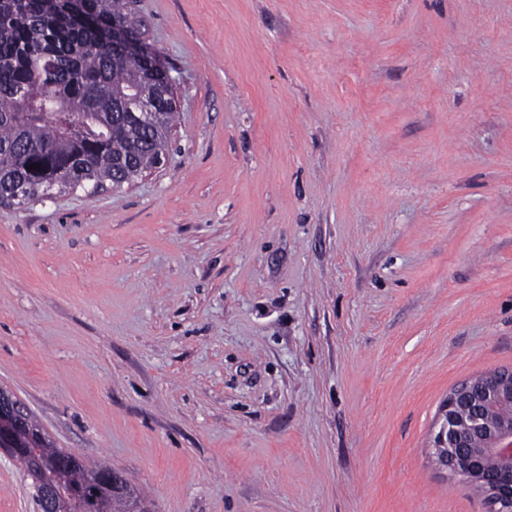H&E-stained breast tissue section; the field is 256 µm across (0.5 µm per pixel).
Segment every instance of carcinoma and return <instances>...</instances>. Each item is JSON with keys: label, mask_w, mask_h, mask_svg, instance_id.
<instances>
[{"label": "carcinoma", "mask_w": 512, "mask_h": 512, "mask_svg": "<svg viewBox=\"0 0 512 512\" xmlns=\"http://www.w3.org/2000/svg\"><path fill=\"white\" fill-rule=\"evenodd\" d=\"M77 10L89 20L116 18L138 36L127 0H0V196L23 183L32 202L47 190H74L106 181L132 180L128 160L140 170L161 162L172 138L175 109L156 110L140 125L126 99L154 86L135 52L119 55L112 30L63 22ZM41 169H28L32 164ZM52 466L63 463L80 496L71 512H148L128 479L110 488L101 468L58 448L38 444Z\"/></svg>", "instance_id": "cac0c4a2"}]
</instances>
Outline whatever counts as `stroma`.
Listing matches in <instances>:
<instances>
[{"label": "stroma", "instance_id": "1", "mask_svg": "<svg viewBox=\"0 0 512 512\" xmlns=\"http://www.w3.org/2000/svg\"><path fill=\"white\" fill-rule=\"evenodd\" d=\"M135 13L170 155L0 205V386L152 512H487L429 453L512 367V0Z\"/></svg>", "mask_w": 512, "mask_h": 512}]
</instances>
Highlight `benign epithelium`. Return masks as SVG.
Returning <instances> with one entry per match:
<instances>
[{
    "label": "benign epithelium",
    "instance_id": "obj_1",
    "mask_svg": "<svg viewBox=\"0 0 512 512\" xmlns=\"http://www.w3.org/2000/svg\"><path fill=\"white\" fill-rule=\"evenodd\" d=\"M143 53L149 71L162 78L154 95L128 106L146 124L157 106L175 100L173 81L159 56L146 48ZM505 407L512 409V369L490 370L448 392L431 437L433 463L457 480L481 484L489 512H512V422L496 416ZM39 436L27 426L20 403L0 388V450L40 469L42 461L30 448ZM65 484V472L56 470L40 488L47 512H58V493Z\"/></svg>",
    "mask_w": 512,
    "mask_h": 512
}]
</instances>
